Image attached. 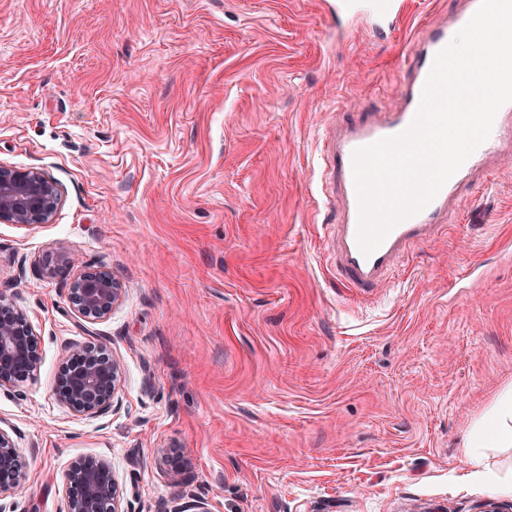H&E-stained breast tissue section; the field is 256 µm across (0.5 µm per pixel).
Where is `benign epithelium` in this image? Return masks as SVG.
Instances as JSON below:
<instances>
[{
    "instance_id": "obj_1",
    "label": "benign epithelium",
    "mask_w": 512,
    "mask_h": 512,
    "mask_svg": "<svg viewBox=\"0 0 512 512\" xmlns=\"http://www.w3.org/2000/svg\"><path fill=\"white\" fill-rule=\"evenodd\" d=\"M62 202L58 182L37 169L0 166V223L36 226L52 221ZM83 261L70 251H60L42 275L70 272ZM65 294L80 322L95 324L121 301L120 282L107 270L80 271L65 281ZM36 327L12 300L0 292V392L23 396L21 383L39 370ZM123 365L103 343L69 345L55 380V400L76 416H102L119 404ZM24 474L21 457L11 433L0 427V500L17 493ZM63 512H125L122 491L104 460L72 464L64 475Z\"/></svg>"
}]
</instances>
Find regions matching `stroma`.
<instances>
[{"label":"stroma","instance_id":"stroma-1","mask_svg":"<svg viewBox=\"0 0 512 512\" xmlns=\"http://www.w3.org/2000/svg\"><path fill=\"white\" fill-rule=\"evenodd\" d=\"M329 2L0 0V165L64 191L51 223H0V292L42 353L23 399L0 393L25 476L7 512H60L85 457L126 512L183 492L209 512L512 502V447L464 455L512 386V160L365 293L336 277L317 174L318 133L395 107L413 34L454 0L341 40ZM60 250L122 285L89 331L41 274ZM103 338L121 403L80 417L53 395L63 345Z\"/></svg>","mask_w":512,"mask_h":512}]
</instances>
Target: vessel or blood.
<instances>
[{
    "instance_id": "b4317fda",
    "label": "vessel or blood",
    "mask_w": 512,
    "mask_h": 512,
    "mask_svg": "<svg viewBox=\"0 0 512 512\" xmlns=\"http://www.w3.org/2000/svg\"><path fill=\"white\" fill-rule=\"evenodd\" d=\"M481 0H457L449 17L426 25L411 39L401 89V104L392 112H366L355 122H337L323 135L320 192L327 204L336 206L337 223L329 225L336 274L357 291L374 288L393 273L398 258L414 245L427 242L445 228L451 206L462 184H486L495 161L512 144V102L497 112L490 136L443 185L434 199L419 212L400 220L372 252L364 253L358 240L360 203L353 157L356 150L397 136L413 122L436 55L470 21ZM407 8L406 0H334L332 9L347 25L368 24L384 38L396 30Z\"/></svg>"
}]
</instances>
